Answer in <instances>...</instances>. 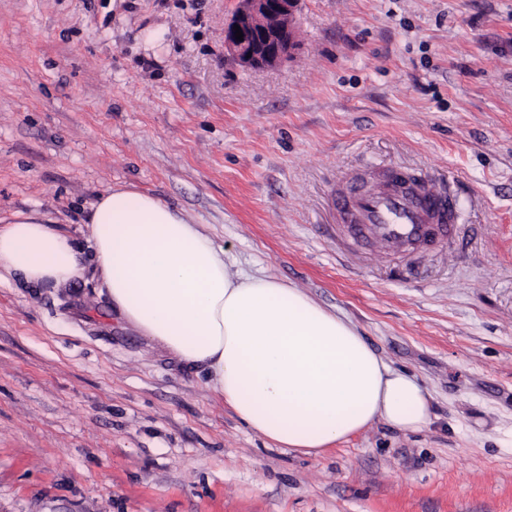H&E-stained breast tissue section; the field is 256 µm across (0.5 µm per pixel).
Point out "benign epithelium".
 <instances>
[{
	"mask_svg": "<svg viewBox=\"0 0 512 512\" xmlns=\"http://www.w3.org/2000/svg\"><path fill=\"white\" fill-rule=\"evenodd\" d=\"M299 0H240L224 25V54L248 69H265L287 62L297 48L293 20ZM239 26L243 40L235 37Z\"/></svg>",
	"mask_w": 512,
	"mask_h": 512,
	"instance_id": "1",
	"label": "benign epithelium"
}]
</instances>
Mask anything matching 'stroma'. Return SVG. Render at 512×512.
<instances>
[{
	"label": "stroma",
	"instance_id": "35a3bbf8",
	"mask_svg": "<svg viewBox=\"0 0 512 512\" xmlns=\"http://www.w3.org/2000/svg\"><path fill=\"white\" fill-rule=\"evenodd\" d=\"M238 0H0V227L36 214L84 275L0 269V512H512V0H301L296 54H224ZM424 171L458 249L412 270L328 233L335 180ZM352 324L428 392L320 457L277 447L120 324L88 246L112 187Z\"/></svg>",
	"mask_w": 512,
	"mask_h": 512
}]
</instances>
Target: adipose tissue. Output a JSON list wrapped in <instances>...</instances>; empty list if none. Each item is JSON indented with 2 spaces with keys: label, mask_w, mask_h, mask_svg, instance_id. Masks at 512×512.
<instances>
[{
  "label": "adipose tissue",
  "mask_w": 512,
  "mask_h": 512,
  "mask_svg": "<svg viewBox=\"0 0 512 512\" xmlns=\"http://www.w3.org/2000/svg\"><path fill=\"white\" fill-rule=\"evenodd\" d=\"M89 224L120 318L205 370L238 419L278 447L318 457L379 419L411 432L430 423L424 388L350 323L275 277L232 273L223 247L161 199L110 189ZM0 268L30 287L83 273L71 239L35 217L0 229Z\"/></svg>",
  "instance_id": "ef3b65f1"
}]
</instances>
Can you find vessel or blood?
I'll use <instances>...</instances> for the list:
<instances>
[{"mask_svg": "<svg viewBox=\"0 0 512 512\" xmlns=\"http://www.w3.org/2000/svg\"><path fill=\"white\" fill-rule=\"evenodd\" d=\"M335 202L346 238L405 263L452 244L459 222L455 195L400 166L369 165L349 174L337 185Z\"/></svg>", "mask_w": 512, "mask_h": 512, "instance_id": "obj_1", "label": "vessel or blood"}]
</instances>
